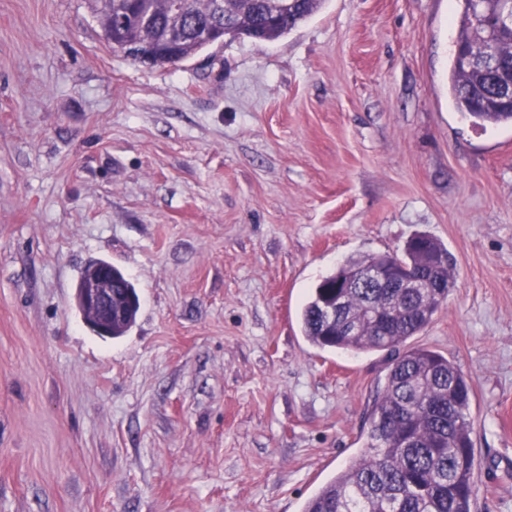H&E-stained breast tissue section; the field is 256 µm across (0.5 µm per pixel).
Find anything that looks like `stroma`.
I'll list each match as a JSON object with an SVG mask.
<instances>
[{
    "instance_id": "1",
    "label": "stroma",
    "mask_w": 512,
    "mask_h": 512,
    "mask_svg": "<svg viewBox=\"0 0 512 512\" xmlns=\"http://www.w3.org/2000/svg\"><path fill=\"white\" fill-rule=\"evenodd\" d=\"M456 0H324L151 67L88 0H0V512H302L364 450L388 352L302 303L417 233L455 286L410 340L471 386L477 512H512V126L448 97ZM104 260L141 307L75 305ZM113 275L124 284V292L135 298L128 299L124 315L113 320L112 301L118 298L116 283ZM75 300L77 307L83 314L87 325L99 336L119 338L124 336L136 320L140 308L138 292L119 268L104 261H97L90 265L76 288Z\"/></svg>"
}]
</instances>
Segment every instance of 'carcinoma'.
I'll list each match as a JSON object with an SVG mask.
<instances>
[{
	"mask_svg": "<svg viewBox=\"0 0 512 512\" xmlns=\"http://www.w3.org/2000/svg\"><path fill=\"white\" fill-rule=\"evenodd\" d=\"M321 0H227L225 12L215 17L213 0H184V10L173 16L167 0H151L152 23L145 28L135 0H91L108 44L138 61L150 58L162 66L176 65L209 48L196 35L201 23L216 32L224 26L238 36L274 42L288 35L319 7ZM458 34L448 72V94L457 111L471 123L486 126L512 125V105L496 101L479 71L464 65L460 55L484 56L491 41L490 15L475 0H457ZM428 264L413 272L419 288H375L361 274L377 260L396 269ZM113 275L124 284L132 299L124 315L113 320L112 337L125 335L140 308L138 292L117 267ZM340 276L353 278L341 289L344 299L336 326L320 321L321 306L332 289L317 284L304 303L302 331L314 346L355 352L396 353L386 375L381 398L372 411L368 451L307 499L302 512H474L476 457L468 419L470 394L466 377L448 357L406 342L421 332L455 286L448 250L428 237L418 247L398 254L352 257L336 272L323 277L330 284ZM360 320L354 334L342 323Z\"/></svg>",
	"mask_w": 512,
	"mask_h": 512,
	"instance_id": "1",
	"label": "carcinoma"
}]
</instances>
